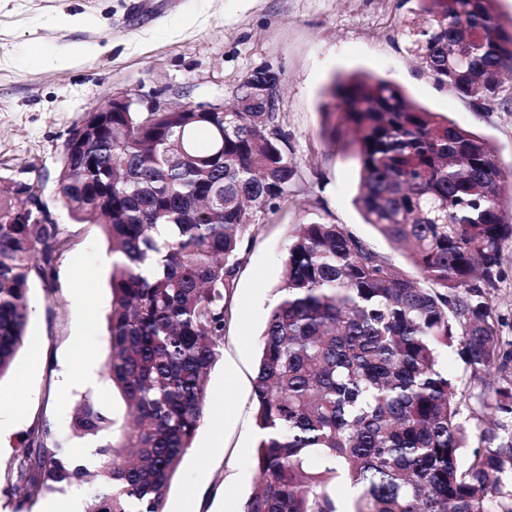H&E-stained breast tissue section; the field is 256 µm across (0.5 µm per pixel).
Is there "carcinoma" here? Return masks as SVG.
Masks as SVG:
<instances>
[{
    "mask_svg": "<svg viewBox=\"0 0 512 512\" xmlns=\"http://www.w3.org/2000/svg\"><path fill=\"white\" fill-rule=\"evenodd\" d=\"M402 35L418 71L476 112L511 107L512 23L498 0H413ZM88 112L63 144L56 182L78 223L102 227L112 253L107 373L130 410L117 437L90 448L108 492L86 512H164L170 481L210 415L207 376L236 311L249 243L288 199L298 165L270 112ZM321 111L339 116L360 168L355 205L411 271L343 224L311 217L288 239L260 341L253 401L259 481L242 512H512V441L466 464L463 394L443 359L456 346L484 381L512 362L487 297L512 209L497 150L414 103L385 78L345 74ZM28 180L0 184V378L30 317L33 279L52 285L68 240L33 206ZM512 415V387L494 389ZM77 433L109 431L90 397ZM14 512L90 476L49 431L26 434Z\"/></svg>",
    "mask_w": 512,
    "mask_h": 512,
    "instance_id": "obj_1",
    "label": "carcinoma"
}]
</instances>
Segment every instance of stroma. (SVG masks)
<instances>
[{"label": "stroma", "instance_id": "1", "mask_svg": "<svg viewBox=\"0 0 512 512\" xmlns=\"http://www.w3.org/2000/svg\"><path fill=\"white\" fill-rule=\"evenodd\" d=\"M408 0H0V182L41 172L37 189L69 236L54 288L33 280L25 344L0 377V512H14L23 440L45 425L52 442L83 460L96 437L76 436L73 414L96 399L116 425L128 409L105 371L111 254L99 225L74 222L57 193L60 150L70 130L106 97L137 106L232 102L258 68L279 73V111L295 151L297 187L249 244L222 355L211 369L212 414L175 473L165 512H241L257 482L253 406L257 343L296 225L314 214L345 225L381 252L390 243L353 204L359 165L351 149L328 144L320 105L335 76L363 70L390 79L422 107L487 137L512 172V109L473 111L457 94L417 72L402 24ZM489 302L512 338V240ZM464 392L461 419L471 448L512 440V415L495 413L484 382L457 349L445 359ZM238 385L228 388V373ZM237 411L225 416V403Z\"/></svg>", "mask_w": 512, "mask_h": 512}]
</instances>
